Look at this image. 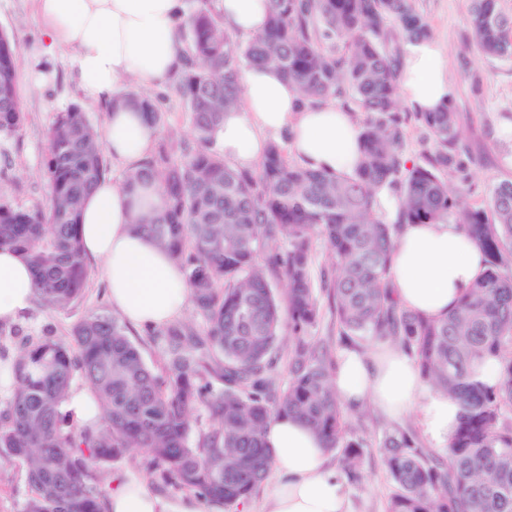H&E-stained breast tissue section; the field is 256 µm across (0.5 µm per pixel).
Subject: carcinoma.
I'll use <instances>...</instances> for the list:
<instances>
[{
  "label": "carcinoma",
  "instance_id": "carcinoma-1",
  "mask_svg": "<svg viewBox=\"0 0 512 512\" xmlns=\"http://www.w3.org/2000/svg\"><path fill=\"white\" fill-rule=\"evenodd\" d=\"M264 31L247 40L223 29L213 0H193L177 28L184 68L171 93L191 114L193 145L173 160L161 142L120 185L153 189L163 204L139 217L149 236L182 268L194 314L150 327L162 348L151 368L118 319L89 311L62 338L52 327L1 351L10 384L0 396V481L22 467L28 494L20 512H103V465L144 454L142 477L160 475L208 505L248 502L267 478L273 455L263 441L275 415L301 419L326 452L341 450L340 476L361 479L363 441L350 437L331 378L329 348L309 340L321 318L312 278L314 242L330 264L322 290L348 344L389 341L411 353L433 392L459 404L446 456L422 448L409 429L385 431L380 451L393 485L386 512H512V181L493 185L482 206L454 109L425 112L424 164L404 151L405 112L398 92L400 55L386 38L395 25L407 44L431 36L413 0H267ZM470 30L480 53L512 59V15L498 0H473ZM277 68L311 105L335 104L361 126L362 159L350 173L292 163L268 144L257 170H239L213 150L224 113L241 106L243 71ZM12 34L0 29V139L24 126ZM121 102L163 122L144 89ZM44 177L49 208L22 207L0 191V248L21 253L35 273L40 303L66 311L89 279L78 234L83 199L107 169L101 129L73 103L48 129ZM399 193L395 220L378 195ZM459 224L487 257L485 276L440 319L404 308L388 273L402 224ZM285 282L277 295L271 278ZM288 350V385L276 380ZM495 382L481 379L487 362ZM101 410L77 424L63 403L76 382ZM210 423L191 434L195 414Z\"/></svg>",
  "mask_w": 512,
  "mask_h": 512
}]
</instances>
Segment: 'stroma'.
<instances>
[{"label": "stroma", "instance_id": "obj_1", "mask_svg": "<svg viewBox=\"0 0 512 512\" xmlns=\"http://www.w3.org/2000/svg\"><path fill=\"white\" fill-rule=\"evenodd\" d=\"M471 0H414L416 10L428 21L433 38L449 50L448 74L455 83L454 109L458 125L472 157V168L481 186L512 180V165L504 162L512 146L498 141L495 131L512 114V60L483 58L472 41L469 15ZM14 38L18 59L17 90L25 116L22 138L0 141V189L19 205L48 208L50 189L42 176L48 151L47 131L56 113L72 103H83L89 118L104 125L101 106L86 103L73 76L67 55L50 54L33 0H0V29ZM82 299L70 310L51 312L34 305L20 323L23 334L34 335L52 326L57 336H67L72 324L91 310L111 311L105 278L97 266ZM348 431L364 443L360 482L347 484L351 512H386L392 484L378 451L386 429L413 426L415 413L394 421L375 408L346 413Z\"/></svg>", "mask_w": 512, "mask_h": 512}]
</instances>
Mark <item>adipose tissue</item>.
Here are the masks:
<instances>
[{
	"label": "adipose tissue",
	"mask_w": 512,
	"mask_h": 512,
	"mask_svg": "<svg viewBox=\"0 0 512 512\" xmlns=\"http://www.w3.org/2000/svg\"><path fill=\"white\" fill-rule=\"evenodd\" d=\"M48 51L68 49L83 98L102 106L106 150L128 167L151 154L156 131L145 112L119 105L121 82L163 86L183 67L176 30L183 0H34ZM224 26L241 37L261 33L266 0H216ZM241 109L224 115L215 142L224 159L240 170L253 169L271 137L288 136L301 165L329 173H351L361 160L360 127L352 113L326 104H302L294 84L271 68L242 75ZM401 98L413 111L452 106L455 87L444 51L434 38L406 44L398 72ZM104 178L85 199L80 235L86 262L101 264L113 310L133 326H164L184 313L189 289L169 254L137 233L133 224L147 207H160ZM487 269L484 254L458 224L402 225L389 279L399 302L438 318L453 308ZM36 299L29 263L0 249V324L17 322ZM333 384L346 407L373 404L396 419L419 407V422L434 442L447 443L458 417L457 403L427 389L410 356L385 343L374 352H345ZM277 482L267 512H348L345 482L332 469L321 440L300 420L272 418L264 433ZM106 512H201L195 499L169 502L142 482L117 479L105 484Z\"/></svg>",
	"instance_id": "1"
}]
</instances>
